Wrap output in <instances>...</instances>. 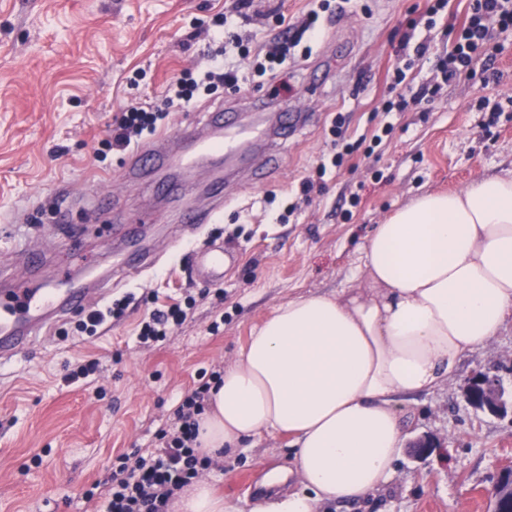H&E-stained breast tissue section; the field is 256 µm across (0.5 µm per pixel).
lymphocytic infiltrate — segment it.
Here are the masks:
<instances>
[{"label":"lymphocytic infiltrate","instance_id":"f902f5d3","mask_svg":"<svg viewBox=\"0 0 512 512\" xmlns=\"http://www.w3.org/2000/svg\"><path fill=\"white\" fill-rule=\"evenodd\" d=\"M329 9V0H322L319 9L308 11L294 29H281L261 43L235 40V53L221 50L212 54L202 74L185 72L174 77L166 86L167 108H189L200 90L218 84L237 88L257 78L276 79L303 37L320 33L321 15ZM454 31L450 49L436 60L434 79L415 86L407 81L403 68L395 69L391 95L381 105L383 112L407 111L435 94L440 84L473 75L476 67L491 71L500 35L512 32V0H470L464 22ZM165 118V110L140 103L128 105L112 120L108 148H138ZM186 317V310L178 304L153 310L142 322L137 339L144 345L163 341ZM222 381V372L215 371L209 381L188 392L174 411L173 423L157 432L152 451L137 448L117 456L100 512H168L176 493L211 467V458L200 455L197 448L198 418L205 411L212 386Z\"/></svg>","mask_w":512,"mask_h":512}]
</instances>
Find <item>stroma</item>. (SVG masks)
Listing matches in <instances>:
<instances>
[{
	"label": "stroma",
	"mask_w": 512,
	"mask_h": 512,
	"mask_svg": "<svg viewBox=\"0 0 512 512\" xmlns=\"http://www.w3.org/2000/svg\"><path fill=\"white\" fill-rule=\"evenodd\" d=\"M233 0H0V272L18 270L25 250L68 262L70 234L83 238L90 267L108 256L112 224L133 219L143 188L119 174L129 153L104 151L115 113L135 101L162 105V91L186 69L204 68L207 28ZM311 0H254L237 32L265 38L277 15L293 22ZM469 0H448L446 18L426 28V0H350L347 12L289 60L281 82L256 83L171 113L167 132L232 103L264 96L304 112L306 124L278 144L282 167L265 183L238 186L213 224L178 248L174 225L157 222L164 253L129 272L108 299L133 295L120 318L96 335L77 331V317L56 324L32 348L0 365V512H86L81 492L104 480L116 455L151 445L159 427L202 372L223 368L252 332L289 300L336 294L364 281V247L376 224L426 191L466 186L479 176L512 172V37L483 73L444 86L406 112L381 113L388 70L405 34L431 37L443 50ZM354 144L340 167L328 166L335 120ZM392 132L370 140L384 123ZM327 171H320V164ZM312 180L320 192L298 201ZM112 205L88 209L100 189ZM223 239L240 254L223 284L199 282L191 266L205 239ZM192 297L185 322L152 347L136 340L152 310ZM95 375L68 384L64 375L85 357ZM496 375L512 395V329L463 359L456 379L411 396L408 439L441 443L425 459L402 453L389 484L325 512H492L491 491L512 458V410L491 414L465 399L474 370ZM287 436L247 440L204 478L232 512L299 490L267 476L287 468Z\"/></svg>",
	"instance_id": "stroma-1"
}]
</instances>
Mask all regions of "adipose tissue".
Masks as SVG:
<instances>
[{
    "label": "adipose tissue",
    "instance_id": "obj_1",
    "mask_svg": "<svg viewBox=\"0 0 512 512\" xmlns=\"http://www.w3.org/2000/svg\"><path fill=\"white\" fill-rule=\"evenodd\" d=\"M366 284L279 306L224 367L199 418L201 454L290 436L291 492L252 512H319L384 487L408 396L453 380L512 326V175L416 196L376 225Z\"/></svg>",
    "mask_w": 512,
    "mask_h": 512
}]
</instances>
